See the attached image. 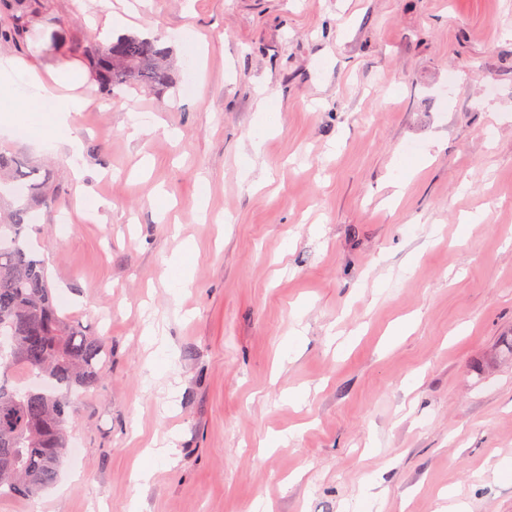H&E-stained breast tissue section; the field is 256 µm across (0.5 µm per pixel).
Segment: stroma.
<instances>
[{
	"label": "stroma",
	"mask_w": 512,
	"mask_h": 512,
	"mask_svg": "<svg viewBox=\"0 0 512 512\" xmlns=\"http://www.w3.org/2000/svg\"><path fill=\"white\" fill-rule=\"evenodd\" d=\"M34 3L64 47L104 29L100 0ZM127 30L175 79L88 88L98 213L66 150L0 138L47 161L28 244L112 351L77 455L0 512H512V0H147Z\"/></svg>",
	"instance_id": "1"
}]
</instances>
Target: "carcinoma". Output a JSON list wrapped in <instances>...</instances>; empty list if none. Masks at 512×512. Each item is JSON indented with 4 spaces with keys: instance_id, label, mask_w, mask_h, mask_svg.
I'll return each mask as SVG.
<instances>
[{
    "instance_id": "carcinoma-1",
    "label": "carcinoma",
    "mask_w": 512,
    "mask_h": 512,
    "mask_svg": "<svg viewBox=\"0 0 512 512\" xmlns=\"http://www.w3.org/2000/svg\"><path fill=\"white\" fill-rule=\"evenodd\" d=\"M4 2L12 11L9 37L16 39L30 4ZM83 53L108 97L115 88L172 82L170 49L158 37L122 35L110 44H88ZM0 184L24 196L0 218V495L35 497L56 479L68 451V418L110 350L58 310L45 267L27 246L31 210L50 198L51 179L40 165L0 151ZM17 369L34 382L11 385Z\"/></svg>"
}]
</instances>
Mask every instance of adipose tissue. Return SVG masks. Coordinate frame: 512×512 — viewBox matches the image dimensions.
Here are the masks:
<instances>
[{"label": "adipose tissue", "mask_w": 512, "mask_h": 512, "mask_svg": "<svg viewBox=\"0 0 512 512\" xmlns=\"http://www.w3.org/2000/svg\"><path fill=\"white\" fill-rule=\"evenodd\" d=\"M88 77L76 62H64L44 77L35 63L0 54V135L11 137L20 130L47 150L64 147L79 156L72 118L88 105L80 92Z\"/></svg>", "instance_id": "obj_1"}]
</instances>
